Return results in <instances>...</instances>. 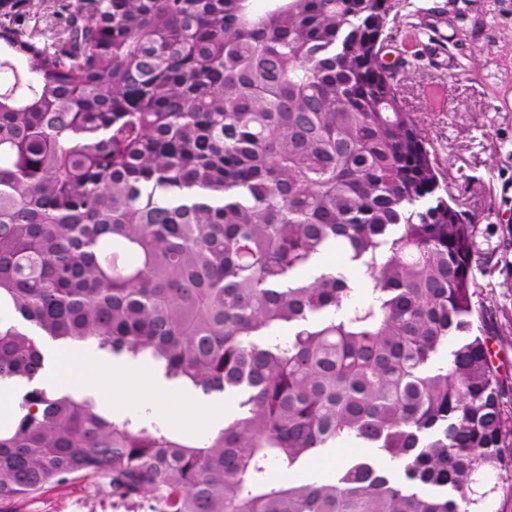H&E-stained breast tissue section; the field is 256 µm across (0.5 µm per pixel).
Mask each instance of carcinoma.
<instances>
[{"mask_svg":"<svg viewBox=\"0 0 512 512\" xmlns=\"http://www.w3.org/2000/svg\"><path fill=\"white\" fill-rule=\"evenodd\" d=\"M253 2L86 0L50 41L0 0V380L43 374L34 330L239 398L181 440L33 388L0 503L103 475L164 512H505L512 409L470 225L379 63L390 0ZM330 251L364 292L297 277ZM340 442L373 453L271 478Z\"/></svg>","mask_w":512,"mask_h":512,"instance_id":"cac0c4a2","label":"carcinoma"}]
</instances>
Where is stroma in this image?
I'll return each instance as SVG.
<instances>
[{"label": "stroma", "instance_id": "obj_1", "mask_svg": "<svg viewBox=\"0 0 512 512\" xmlns=\"http://www.w3.org/2000/svg\"><path fill=\"white\" fill-rule=\"evenodd\" d=\"M85 0H34L30 18L46 36H60L66 16ZM386 29L388 52L398 53L393 85L433 147L453 207L472 229L476 299L492 329V361L508 388L512 406V0H393ZM441 32L460 64L449 72L423 53L425 21ZM152 385L151 418L173 435L199 438L223 428L237 408L235 397L205 400L159 376L145 361H133L122 378L92 380L78 393L96 408L125 414L116 395ZM359 446L327 448L279 477L296 483L328 481L337 465L359 455ZM156 498L113 497L107 480L85 478L46 486L0 512H161Z\"/></svg>", "mask_w": 512, "mask_h": 512}]
</instances>
